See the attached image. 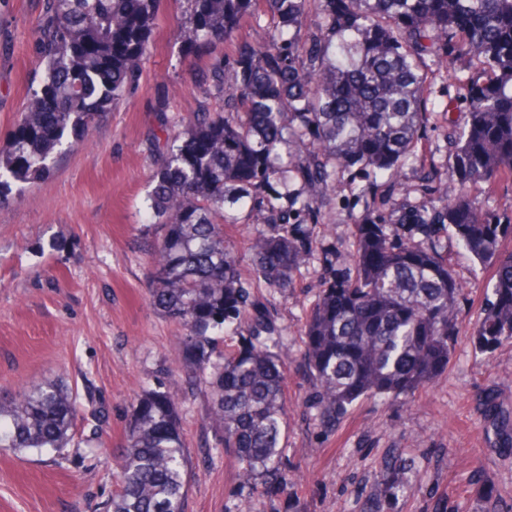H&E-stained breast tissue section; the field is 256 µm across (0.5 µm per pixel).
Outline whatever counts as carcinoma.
I'll return each instance as SVG.
<instances>
[{"instance_id": "cac0c4a2", "label": "carcinoma", "mask_w": 512, "mask_h": 512, "mask_svg": "<svg viewBox=\"0 0 512 512\" xmlns=\"http://www.w3.org/2000/svg\"><path fill=\"white\" fill-rule=\"evenodd\" d=\"M157 0H43L35 54L43 65L14 131L0 143V190L44 179L104 112L138 84ZM185 49L202 51L198 109L173 129L161 95L163 150L146 197L151 303L181 327L175 361L210 388L208 420L242 473L270 478L285 436L284 374L261 334L267 308L250 300L238 247L225 227L263 224L249 242L254 279L292 287L351 177L363 210L350 269L326 274L305 313L304 361L312 409L334 425L358 400L410 398L448 367L459 333L462 283L442 239L493 268L473 332L492 353L512 341V0H184ZM266 25L258 43L246 34ZM436 58L438 68L425 66ZM439 81L466 103L448 120V161L460 192L437 194L438 167L421 149ZM414 167L409 186L404 168ZM419 194L413 202L396 197ZM233 328L240 344L219 349ZM478 411L491 450L512 455V411L489 386ZM74 396L57 383L0 394V448H63ZM192 468L178 404L148 390L133 405L111 512H184Z\"/></svg>"}]
</instances>
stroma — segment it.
<instances>
[{
    "instance_id": "35a3bbf8",
    "label": "stroma",
    "mask_w": 512,
    "mask_h": 512,
    "mask_svg": "<svg viewBox=\"0 0 512 512\" xmlns=\"http://www.w3.org/2000/svg\"><path fill=\"white\" fill-rule=\"evenodd\" d=\"M0 18V140L13 131L27 89L41 71L33 28L41 0H9ZM184 0H160L150 52L136 90L106 112L51 174L0 192V389L63 382L77 395L74 440L57 451L0 448V512H104L116 489L133 404L142 390L176 392L185 452L192 462L185 512H512V457L490 450L477 411L488 382L512 409V342L480 352L471 331L491 275L456 244L448 261L466 290L447 370L413 399L363 398L324 428L307 405L312 385L302 362L304 311L324 271L302 268L287 293L252 289L274 315L270 347L284 368L287 435L273 490L243 477L232 451L207 447L208 390L188 389L174 363L177 325L149 300L150 239L140 210L157 153V93L169 113L196 111L190 76L206 55L183 50L177 29ZM445 120L424 138L441 168L436 187L453 197ZM349 187L330 211L325 241L348 266L353 218Z\"/></svg>"
}]
</instances>
